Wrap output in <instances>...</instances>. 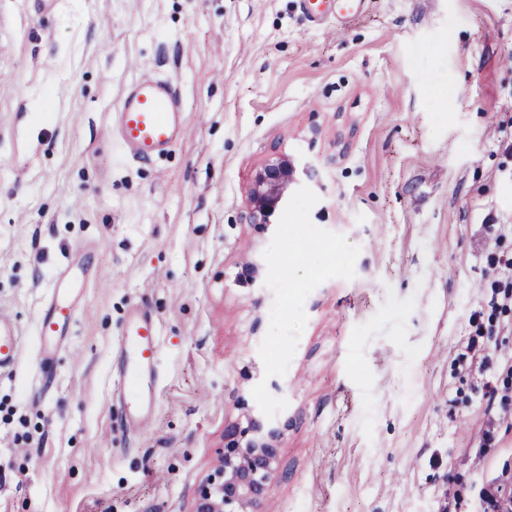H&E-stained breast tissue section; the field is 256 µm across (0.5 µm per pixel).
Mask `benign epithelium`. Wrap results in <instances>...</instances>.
Wrapping results in <instances>:
<instances>
[{
  "mask_svg": "<svg viewBox=\"0 0 512 512\" xmlns=\"http://www.w3.org/2000/svg\"><path fill=\"white\" fill-rule=\"evenodd\" d=\"M299 183L295 159L282 152L268 157L253 173L246 195L247 223L266 229ZM239 279L259 287L262 268L247 262ZM247 426L231 423L224 428L221 464L201 487L193 512H264L278 476L279 454L288 416L273 418L247 413Z\"/></svg>",
  "mask_w": 512,
  "mask_h": 512,
  "instance_id": "obj_1",
  "label": "benign epithelium"
}]
</instances>
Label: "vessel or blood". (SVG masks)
Wrapping results in <instances>:
<instances>
[{"instance_id": "obj_1", "label": "vessel or blood", "mask_w": 512, "mask_h": 512, "mask_svg": "<svg viewBox=\"0 0 512 512\" xmlns=\"http://www.w3.org/2000/svg\"><path fill=\"white\" fill-rule=\"evenodd\" d=\"M367 0H298L301 15L314 25L328 18L344 22L359 13ZM185 116L177 85L167 79L142 75L125 90L115 114L114 129L131 158L149 160L174 146L183 136ZM73 271L57 275L38 325L39 359L52 362L66 343L77 316ZM22 330L8 313L0 311V371L12 369L19 356ZM158 327L141 307H133L121 332L122 367L115 383L123 394L130 426H141L151 412L158 383L156 359Z\"/></svg>"}]
</instances>
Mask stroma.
I'll return each mask as SVG.
<instances>
[{"mask_svg": "<svg viewBox=\"0 0 512 512\" xmlns=\"http://www.w3.org/2000/svg\"><path fill=\"white\" fill-rule=\"evenodd\" d=\"M509 56L512 0H369L335 33L296 0H0V308L23 332L0 512H192L249 409L291 421L264 512H480L512 482V408L484 414L512 389V305L483 286L512 256ZM141 70L186 118L148 162L113 129ZM276 152L303 173L259 232L246 191ZM251 260L264 287L235 280ZM68 265L86 275L47 377ZM136 305L161 378L133 431L112 374ZM72 268L56 276L38 325L41 367L52 362L66 343L70 327L77 316L76 288ZM467 349L469 350L471 355V360L469 364V368L471 370H474L475 374L478 373L480 375H483L488 369L489 365L491 364L492 357H491V351L494 352L497 351V346L495 345L492 349L491 344L489 341L484 342L482 345H479V341L475 339H471L468 343ZM480 355H482L480 357Z\"/></svg>", "mask_w": 512, "mask_h": 512, "instance_id": "stroma-1", "label": "stroma"}]
</instances>
